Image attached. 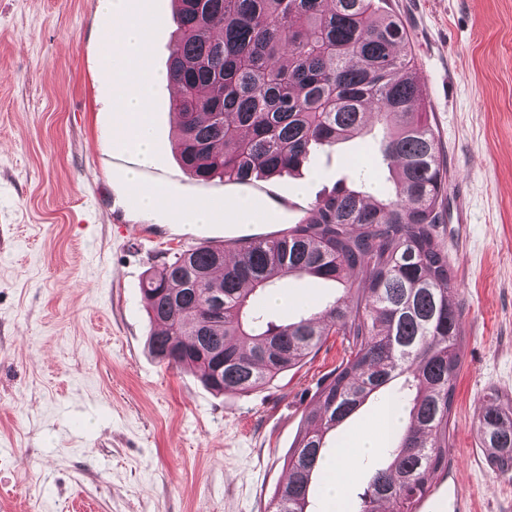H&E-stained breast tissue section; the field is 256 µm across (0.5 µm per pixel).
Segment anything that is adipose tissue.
I'll list each match as a JSON object with an SVG mask.
<instances>
[{"label": "adipose tissue", "mask_w": 512, "mask_h": 512, "mask_svg": "<svg viewBox=\"0 0 512 512\" xmlns=\"http://www.w3.org/2000/svg\"><path fill=\"white\" fill-rule=\"evenodd\" d=\"M113 18L108 35L112 43V109L131 118L125 139L142 161H150L148 97L156 80L149 61V18L135 7L133 0H100Z\"/></svg>", "instance_id": "obj_1"}]
</instances>
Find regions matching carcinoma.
<instances>
[{"mask_svg":"<svg viewBox=\"0 0 512 512\" xmlns=\"http://www.w3.org/2000/svg\"><path fill=\"white\" fill-rule=\"evenodd\" d=\"M170 110L185 171L247 184L298 171L317 150L369 134L389 186L372 197L342 178L295 224L224 246L174 253L147 273L149 352L193 370L208 389L247 394L298 365L329 335L347 357L286 461L288 480L264 512H310L327 435L385 390L403 411L383 463L368 468L357 512H414L448 467V423L462 363L454 274L436 233L448 196L444 151L399 17L381 0H175ZM341 295L281 318L265 295L291 279ZM224 299L213 314L212 295ZM488 463L512 472V405L478 418Z\"/></svg>","mask_w":512,"mask_h":512,"instance_id":"1","label":"carcinoma"}]
</instances>
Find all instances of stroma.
I'll use <instances>...</instances> for the list:
<instances>
[{"label":"stroma","instance_id":"obj_1","mask_svg":"<svg viewBox=\"0 0 512 512\" xmlns=\"http://www.w3.org/2000/svg\"><path fill=\"white\" fill-rule=\"evenodd\" d=\"M155 71L175 39L173 0H135ZM97 0H0V512H262L339 336L249 394H215L147 349L144 273L174 252L272 232L269 224L127 210L126 175L175 203L247 198L299 221L344 173L367 192L356 138L294 175L250 184L189 177L169 93L150 101L154 161L112 146V17ZM406 29L448 168L437 235L455 275L463 359L448 466L416 512H512V475L492 472L476 424L512 402V0H388ZM467 221L459 223L457 192Z\"/></svg>","mask_w":512,"mask_h":512}]
</instances>
